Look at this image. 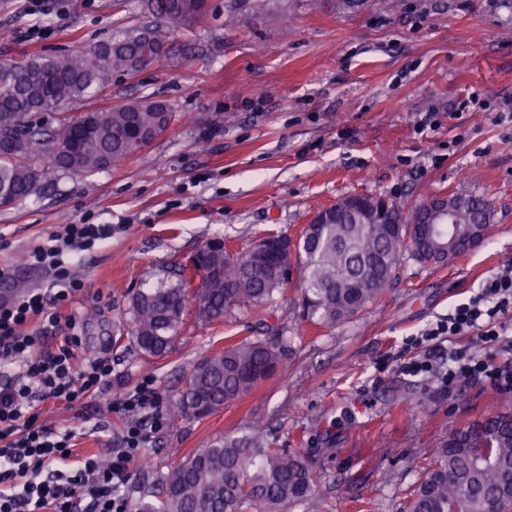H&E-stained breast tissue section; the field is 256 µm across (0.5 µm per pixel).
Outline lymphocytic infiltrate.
I'll use <instances>...</instances> for the list:
<instances>
[{
    "instance_id": "1",
    "label": "lymphocytic infiltrate",
    "mask_w": 512,
    "mask_h": 512,
    "mask_svg": "<svg viewBox=\"0 0 512 512\" xmlns=\"http://www.w3.org/2000/svg\"><path fill=\"white\" fill-rule=\"evenodd\" d=\"M111 237L108 224L63 225L27 256L31 266L51 275L55 292L37 288L0 304V512H127L121 488L128 468L142 460L150 432L162 425L157 415L161 398L151 383L114 403L125 422L105 460L95 451L77 455L74 430L42 422L38 408L45 401L74 404L102 395L112 378L111 359H80L79 321L65 311L83 288L71 273V258ZM509 316L511 268L486 278L474 297L457 304L424 338L474 332L491 345ZM62 325L69 336L46 344L44 330ZM403 371L413 376L438 372L445 391L480 378L499 390H512V362L500 366L488 355L454 347L441 365L412 361Z\"/></svg>"
}]
</instances>
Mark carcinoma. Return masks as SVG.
Wrapping results in <instances>:
<instances>
[{
  "mask_svg": "<svg viewBox=\"0 0 512 512\" xmlns=\"http://www.w3.org/2000/svg\"><path fill=\"white\" fill-rule=\"evenodd\" d=\"M161 21L155 28L133 27L122 36L59 57L35 56L23 63L0 64V133L13 145L0 148V200L13 204L37 193L50 175H92L142 151L158 131L183 115L159 101L115 106L107 111L64 116L52 129L35 128L32 112L58 110L103 86L115 71L133 72L146 46L191 28L206 15L205 0H145ZM84 134L77 155L66 153ZM454 212L440 233L451 237L467 224L492 223L491 203L474 195L452 196ZM422 204L384 212L329 208L330 223L303 229L286 259H257L248 251L228 253L215 238L198 249L204 271L201 288L190 294L184 280L138 294L132 302V339L148 356H161L184 322L186 302L196 301V316L211 321L234 306L255 309L296 280L309 321L334 327L378 299L396 275L403 249L422 262L444 267L459 257L429 260L410 247L407 226ZM400 224L397 231L390 225ZM283 360L276 341H240L198 363L176 404L184 419H200L246 395L274 376ZM453 432L437 452L413 494L411 512H512V399L495 412ZM486 442L490 457L473 448ZM312 476L295 453L270 447L257 436L212 441L173 468L158 503L143 502L138 512H240L247 502L261 507L308 498Z\"/></svg>",
  "mask_w": 512,
  "mask_h": 512,
  "instance_id": "carcinoma-1",
  "label": "carcinoma"
}]
</instances>
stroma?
<instances>
[{"label": "stroma", "mask_w": 512, "mask_h": 512, "mask_svg": "<svg viewBox=\"0 0 512 512\" xmlns=\"http://www.w3.org/2000/svg\"><path fill=\"white\" fill-rule=\"evenodd\" d=\"M35 19L0 0V63L58 56L154 25L141 0H68L43 39ZM152 98L185 112L144 151L93 175H61L0 206V268L30 287L51 278L24 256L64 224H108L111 239L80 252L83 289L72 304L84 358L112 360L103 396L47 404L43 418L75 429L79 448L103 447L123 427L108 405L152 379L171 410L194 367L242 339L282 337L285 370L201 419L166 418L132 468L130 508L157 501L168 473L221 436L259 435L301 455L312 497L278 512H409L448 434L494 412L486 382L440 393L402 371L429 352L421 334L512 267V0H279L257 15L249 0H207L193 29L169 35L160 60L113 73L64 112L30 114L55 126ZM434 126L420 130L426 115ZM487 198V241L446 267L403 253L378 301L328 328L302 316L299 288L276 294L266 318L235 307L185 323L162 356L131 339L133 299L175 284L207 241L240 251L271 233L293 235L339 199L382 196L407 207L439 192Z\"/></svg>", "instance_id": "obj_1"}]
</instances>
